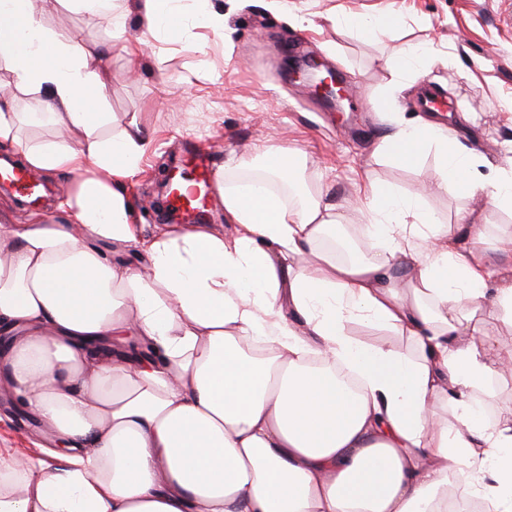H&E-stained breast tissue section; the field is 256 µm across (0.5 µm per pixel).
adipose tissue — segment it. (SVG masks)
I'll return each instance as SVG.
<instances>
[{"instance_id": "obj_1", "label": "adipose tissue", "mask_w": 512, "mask_h": 512, "mask_svg": "<svg viewBox=\"0 0 512 512\" xmlns=\"http://www.w3.org/2000/svg\"><path fill=\"white\" fill-rule=\"evenodd\" d=\"M35 0H0V147L71 173L59 224L0 225V367L10 389L68 445L51 464L0 448V512H447L448 488L481 512H512V410L486 415L493 376L512 375L481 319L512 324V278L486 258L480 212L441 223L419 195L368 181L345 210L288 202L295 152L261 177L224 182L231 237L195 224L142 240L127 191L147 131L105 112L87 50L46 29ZM112 20L135 9L149 34L178 0H70ZM33 92L44 113L16 111ZM52 136L31 138L27 129ZM437 189L512 208V168L430 121H397L376 152ZM359 214L360 244L326 242ZM138 247L142 265L115 261ZM361 323L407 348L354 336ZM142 343L151 356H132Z\"/></svg>"}]
</instances>
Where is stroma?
I'll return each mask as SVG.
<instances>
[{"mask_svg":"<svg viewBox=\"0 0 512 512\" xmlns=\"http://www.w3.org/2000/svg\"><path fill=\"white\" fill-rule=\"evenodd\" d=\"M288 13L313 19L315 28L289 25L287 14L247 5L228 11L227 0H183L178 29L142 38L140 21L129 14L125 46L113 48L101 72L107 108L124 122L134 120L153 143L143 170L128 186L139 223L159 230L156 216L168 205L155 183L166 164L183 166L189 141L209 147L216 175H245V165L280 147L299 152L301 187H327L326 199L343 205L367 180H385L419 193L444 223L476 199L437 190L434 158L401 169L375 157L378 139L391 130L392 112L405 119L425 116V91L454 99V110L437 115L449 135L465 140L490 163L512 162V14L505 0H286ZM394 10L405 23L392 31L357 32L340 17H372ZM226 15L225 34L197 26L193 17ZM43 23L89 49L112 37L105 18L72 10L54 0ZM138 45L140 69L129 76L126 45ZM430 49L436 63L410 89L391 96L382 61L404 45ZM315 56L335 68L355 95L351 108L330 110L302 82L284 73L289 56ZM9 390L0 386V448L34 459L47 458L49 440L38 422L14 419Z\"/></svg>","mask_w":512,"mask_h":512,"instance_id":"1","label":"stroma"}]
</instances>
